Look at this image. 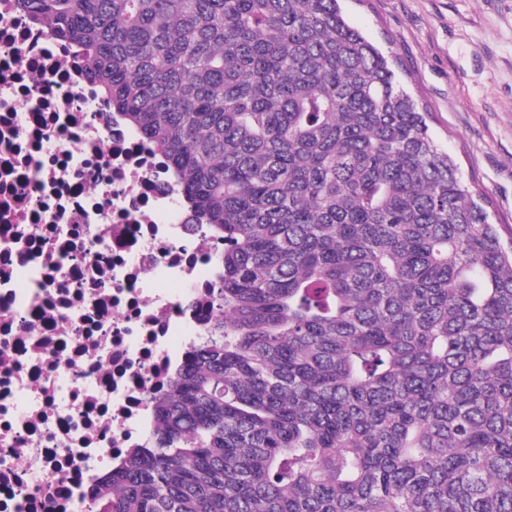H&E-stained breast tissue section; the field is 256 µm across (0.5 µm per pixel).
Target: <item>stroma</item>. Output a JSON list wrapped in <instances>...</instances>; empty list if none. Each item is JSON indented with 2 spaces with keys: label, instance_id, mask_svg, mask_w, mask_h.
Instances as JSON below:
<instances>
[{
  "label": "stroma",
  "instance_id": "stroma-1",
  "mask_svg": "<svg viewBox=\"0 0 512 512\" xmlns=\"http://www.w3.org/2000/svg\"><path fill=\"white\" fill-rule=\"evenodd\" d=\"M346 22L388 57L430 114L502 241L512 240V0H343Z\"/></svg>",
  "mask_w": 512,
  "mask_h": 512
}]
</instances>
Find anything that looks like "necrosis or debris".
Masks as SVG:
<instances>
[{
  "mask_svg": "<svg viewBox=\"0 0 512 512\" xmlns=\"http://www.w3.org/2000/svg\"><path fill=\"white\" fill-rule=\"evenodd\" d=\"M223 253L84 51L0 0V512H90L149 446Z\"/></svg>",
  "mask_w": 512,
  "mask_h": 512,
  "instance_id": "necrosis-or-debris-1",
  "label": "necrosis or debris"
}]
</instances>
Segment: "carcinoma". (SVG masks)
Masks as SVG:
<instances>
[{
  "instance_id": "carcinoma-1",
  "label": "carcinoma",
  "mask_w": 512,
  "mask_h": 512,
  "mask_svg": "<svg viewBox=\"0 0 512 512\" xmlns=\"http://www.w3.org/2000/svg\"><path fill=\"white\" fill-rule=\"evenodd\" d=\"M224 242L92 512H512V246L338 0H16Z\"/></svg>"
}]
</instances>
